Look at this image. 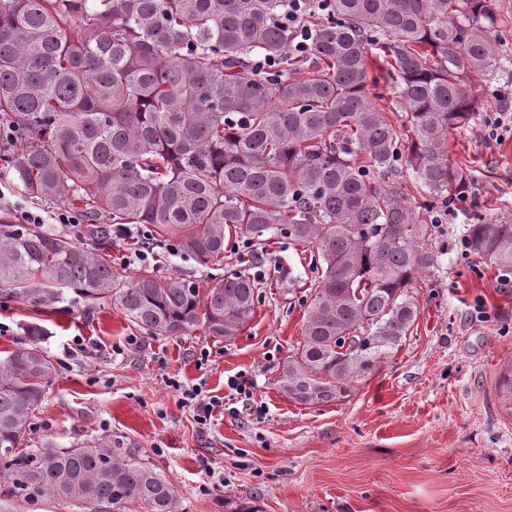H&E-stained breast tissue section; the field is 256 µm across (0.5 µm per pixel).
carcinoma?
<instances>
[{"instance_id":"1","label":"carcinoma","mask_w":512,"mask_h":512,"mask_svg":"<svg viewBox=\"0 0 512 512\" xmlns=\"http://www.w3.org/2000/svg\"><path fill=\"white\" fill-rule=\"evenodd\" d=\"M301 76L285 66L288 0H0L4 162L38 200L95 221L144 224L200 263L251 244L317 248L302 340L277 383L302 405H331L406 342L417 282L437 272L436 207L469 194L476 171L448 155L475 119L468 83L497 68L494 0H313ZM384 76L401 114L367 87ZM406 172L415 191L403 184ZM95 247L35 224H0V287L34 307L65 292L110 302L149 336L196 326L235 337L254 312L246 267L206 288L114 267ZM470 252L512 271V222L471 224ZM0 359V459L13 485L85 512H183L174 487L123 443L35 448L27 429L55 373L40 345ZM512 414V367L496 381Z\"/></svg>"}]
</instances>
